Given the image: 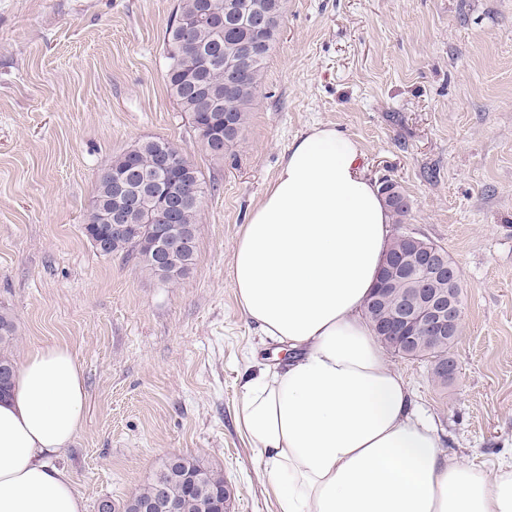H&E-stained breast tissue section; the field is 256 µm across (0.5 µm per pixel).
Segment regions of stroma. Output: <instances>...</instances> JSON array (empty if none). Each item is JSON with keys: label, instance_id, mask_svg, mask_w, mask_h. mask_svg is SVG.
I'll use <instances>...</instances> for the list:
<instances>
[{"label": "stroma", "instance_id": "35a3bbf8", "mask_svg": "<svg viewBox=\"0 0 512 512\" xmlns=\"http://www.w3.org/2000/svg\"><path fill=\"white\" fill-rule=\"evenodd\" d=\"M177 0H0V307L13 356L63 345L82 365V429L52 463L86 512L121 506L169 457L220 472L230 512H279L234 409L244 361L275 344L229 278L238 232L291 142L326 124L358 140L365 174L411 201L407 228L460 272L455 380L394 361L446 451L512 460V0H284L241 137L213 159L165 78ZM161 138L211 184L196 260L165 282L100 256L82 226L99 176Z\"/></svg>", "mask_w": 512, "mask_h": 512}]
</instances>
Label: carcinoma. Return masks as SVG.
I'll list each match as a JSON object with an SVG mask.
<instances>
[{"label":"carcinoma","instance_id":"carcinoma-1","mask_svg":"<svg viewBox=\"0 0 512 512\" xmlns=\"http://www.w3.org/2000/svg\"><path fill=\"white\" fill-rule=\"evenodd\" d=\"M199 0H179L173 20L169 23L164 37L163 49L167 60L166 79L170 91L181 108L188 114H196L198 124L204 130L210 129V115L203 109V99L212 90L224 89V75L229 62L234 60L242 45L248 44L254 50L255 60L238 79L234 91L224 96V111L231 114L233 126L226 132L231 143L239 138L246 124L247 114L260 90L263 69L276 40L283 10V0H262L267 21L257 25L253 5L257 0H211L213 15L224 16L220 24L201 23L194 31V37L203 47L207 57L183 55L176 52V45L183 30L182 23L191 19L199 10ZM161 150L173 156H184L186 152L173 144L151 139L139 142L122 154L114 157L102 170L98 180L97 193L84 224V234L89 242L102 240L105 247L96 248L104 257L119 255L127 262H133L158 276L165 282H174L189 273L195 262L196 235L180 240L170 254V264L162 266L155 260L142 255L141 251L126 242L112 243L109 225L101 223L102 211L112 207V179L115 174L135 171L132 187L151 194L158 190L155 183V160ZM165 199L181 200L180 208L167 206L155 211L157 225L197 228L206 182L201 171L193 163L178 165L163 176ZM394 186V201L388 203L394 223L402 224L411 211L409 198L397 183ZM17 340L14 320L0 309V391L5 392L14 376L15 362L12 348ZM198 469L194 461L175 466H164L156 480L142 488L123 505L124 512H138L144 501L156 498L157 484L163 482L166 499L178 503L181 512H214L212 493L224 486V476L212 470H202L204 484L193 491L187 488L188 471Z\"/></svg>","mask_w":512,"mask_h":512}]
</instances>
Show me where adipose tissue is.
Returning <instances> with one entry per match:
<instances>
[{
  "instance_id": "ef3b65f1",
  "label": "adipose tissue",
  "mask_w": 512,
  "mask_h": 512,
  "mask_svg": "<svg viewBox=\"0 0 512 512\" xmlns=\"http://www.w3.org/2000/svg\"><path fill=\"white\" fill-rule=\"evenodd\" d=\"M358 141L316 126L288 147L232 256L237 303L286 354L246 365L235 420L279 512H512V463L496 473L443 451L362 314L390 211ZM83 370L67 347L25 356L0 397V512H84L51 464L83 424Z\"/></svg>"
}]
</instances>
